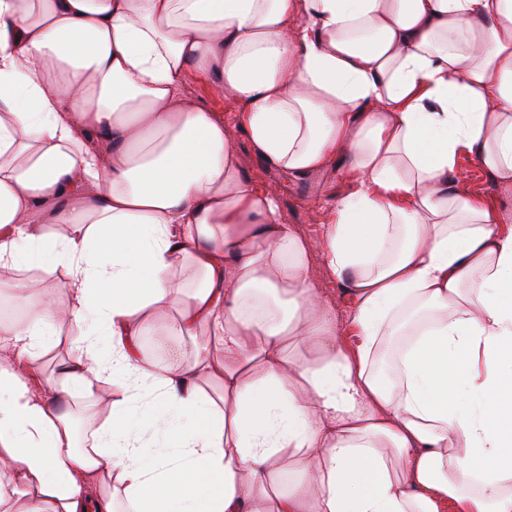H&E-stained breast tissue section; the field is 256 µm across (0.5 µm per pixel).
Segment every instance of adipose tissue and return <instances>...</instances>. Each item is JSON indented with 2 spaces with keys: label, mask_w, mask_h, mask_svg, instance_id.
<instances>
[{
  "label": "adipose tissue",
  "mask_w": 512,
  "mask_h": 512,
  "mask_svg": "<svg viewBox=\"0 0 512 512\" xmlns=\"http://www.w3.org/2000/svg\"><path fill=\"white\" fill-rule=\"evenodd\" d=\"M190 70L257 157L347 174L320 237ZM463 152L512 191V0H0V512H512V211ZM184 92L232 127L243 157L244 174L260 189L274 187L277 190L286 222L296 224L306 236H318L331 216L336 199L350 191V184L341 170L332 166L320 174L302 177L272 167L258 159L246 136L234 129L235 118L241 110L238 101L217 94L207 82L192 74L185 79ZM457 168L461 177L456 184V188L466 191L480 197L491 206L500 207L504 204L509 205V200L494 186L492 180L484 168L468 154H461L457 159ZM311 272L320 288H323L325 295L336 308V315L342 324L351 310V299L342 291V287L336 279L328 273L320 256L316 255L312 258ZM72 337L74 336L63 333L62 336H60V343L51 349L49 354L43 359L40 369L45 376H54L56 374L59 365L66 357L67 346Z\"/></svg>",
  "instance_id": "adipose-tissue-1"
}]
</instances>
